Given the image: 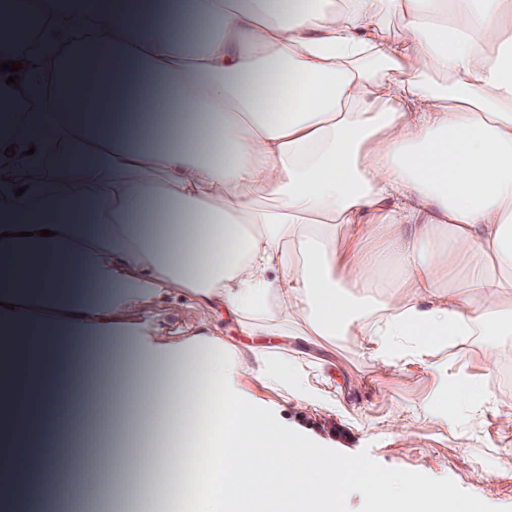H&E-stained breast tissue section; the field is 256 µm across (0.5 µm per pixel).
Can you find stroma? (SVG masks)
Here are the masks:
<instances>
[{
  "label": "stroma",
  "instance_id": "stroma-1",
  "mask_svg": "<svg viewBox=\"0 0 512 512\" xmlns=\"http://www.w3.org/2000/svg\"><path fill=\"white\" fill-rule=\"evenodd\" d=\"M122 315L126 324L142 332L162 321V337L168 341L211 319L208 310L190 299L132 304ZM495 346L500 360L493 395L477 411L475 433L464 445L454 439L449 424L431 416H409L405 433H392L386 426L389 413L432 395L439 372L405 363L375 372L361 346L341 336L332 342L336 369L323 383L336 400L335 409L308 406L257 379L246 381L245 387L286 429L336 458L367 464L375 475L403 469L426 481L451 485L461 500H475L479 512H512V476L501 474L497 460L498 448H512V416L503 411L504 404H512V336L496 337ZM480 347V341H473L464 355L457 348L442 347L435 358L449 378L462 374L476 380L483 373ZM97 441V462L84 464L72 475V498L92 507L104 472L112 468L111 439L101 435ZM477 464L485 468L484 480H475L472 474ZM168 502L167 483L148 480L130 484L122 498L110 503L109 512H145L149 507L165 512Z\"/></svg>",
  "mask_w": 512,
  "mask_h": 512
}]
</instances>
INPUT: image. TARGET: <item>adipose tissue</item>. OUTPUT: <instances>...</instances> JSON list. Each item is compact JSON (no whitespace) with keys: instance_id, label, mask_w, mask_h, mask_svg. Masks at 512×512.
<instances>
[{"instance_id":"1","label":"adipose tissue","mask_w":512,"mask_h":512,"mask_svg":"<svg viewBox=\"0 0 512 512\" xmlns=\"http://www.w3.org/2000/svg\"><path fill=\"white\" fill-rule=\"evenodd\" d=\"M7 60L22 64L18 86L0 72V426L14 436L55 337L89 336L108 371L160 372L153 474L182 480L176 508L345 512L353 462L287 433L242 379L324 407L330 360L281 342L349 336L383 370L512 335V0H0ZM53 142L73 150L35 177ZM160 297L276 342L242 350L212 322L121 339L122 310ZM481 356L480 381L441 383L417 411L485 401L497 353ZM364 491L371 512H467L405 471Z\"/></svg>"}]
</instances>
